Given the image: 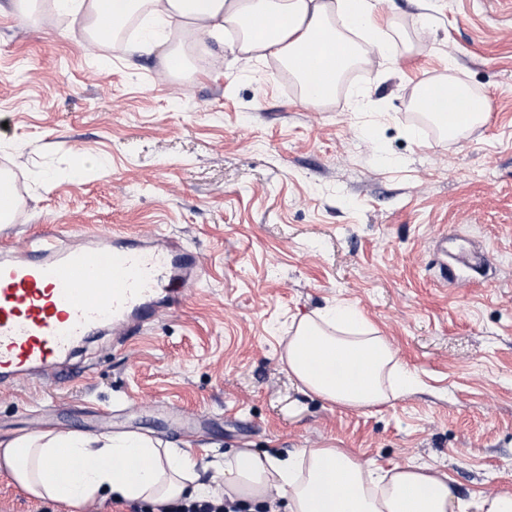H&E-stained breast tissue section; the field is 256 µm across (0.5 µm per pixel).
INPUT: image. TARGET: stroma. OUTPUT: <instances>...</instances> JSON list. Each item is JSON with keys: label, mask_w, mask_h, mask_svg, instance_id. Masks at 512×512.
<instances>
[{"label": "stroma", "mask_w": 512, "mask_h": 512, "mask_svg": "<svg viewBox=\"0 0 512 512\" xmlns=\"http://www.w3.org/2000/svg\"><path fill=\"white\" fill-rule=\"evenodd\" d=\"M394 60L349 68L322 107L273 60L167 37L87 43L38 0H0V169L38 235L176 236L201 261L138 336L93 339L67 376L0 387V439L140 433L214 448H340L364 465L446 471L457 496L512 491V0H384ZM478 92L459 139L417 120L419 82ZM456 272L442 283V263ZM355 304L416 375L350 409L297 389L292 320Z\"/></svg>", "instance_id": "stroma-1"}]
</instances>
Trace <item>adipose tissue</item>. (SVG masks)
Segmentation results:
<instances>
[{
  "label": "adipose tissue",
  "instance_id": "1",
  "mask_svg": "<svg viewBox=\"0 0 512 512\" xmlns=\"http://www.w3.org/2000/svg\"><path fill=\"white\" fill-rule=\"evenodd\" d=\"M378 0H54L59 13L86 20L90 39L115 33L131 18L150 16L188 27L200 43L237 35L235 49L257 60L274 59L298 79L301 100L327 103L342 72L356 62L387 55L378 30ZM374 32L368 44L354 33ZM416 101L445 137L464 132L461 116L478 119L480 103L447 80L416 89ZM283 360L299 390L349 407L368 408L409 391L411 370L360 310L339 304L292 326ZM79 461L66 477L49 475L60 457ZM0 474L32 497L77 512L91 499L167 505L202 500L213 484L251 503L277 493L282 512H512V492L484 493L471 505L455 495L446 473L406 466L392 470L358 464L339 448L263 451L237 448L197 459L183 448L139 434L92 437L40 433L0 443Z\"/></svg>",
  "mask_w": 512,
  "mask_h": 512
}]
</instances>
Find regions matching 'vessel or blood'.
<instances>
[{
    "label": "vessel or blood",
    "mask_w": 512,
    "mask_h": 512,
    "mask_svg": "<svg viewBox=\"0 0 512 512\" xmlns=\"http://www.w3.org/2000/svg\"><path fill=\"white\" fill-rule=\"evenodd\" d=\"M199 270L198 256L173 236L141 243L91 232L0 250V384L22 371L42 384L55 381L104 327L116 336L141 333L158 300L178 303Z\"/></svg>",
    "instance_id": "1"
}]
</instances>
